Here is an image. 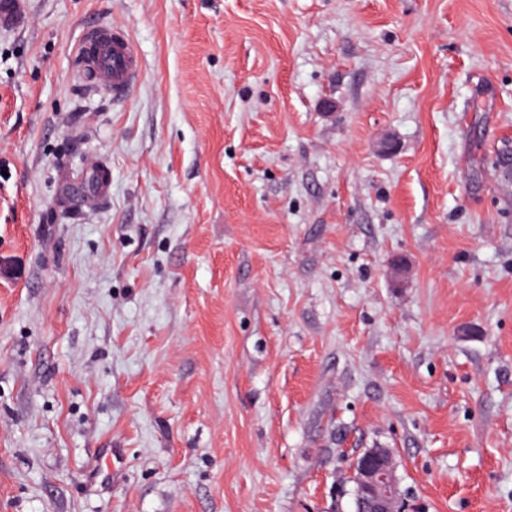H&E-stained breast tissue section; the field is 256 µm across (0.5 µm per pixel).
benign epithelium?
<instances>
[{
  "label": "benign epithelium",
  "instance_id": "1",
  "mask_svg": "<svg viewBox=\"0 0 512 512\" xmlns=\"http://www.w3.org/2000/svg\"><path fill=\"white\" fill-rule=\"evenodd\" d=\"M355 483V512H398L400 500L396 464L387 448H373L362 457Z\"/></svg>",
  "mask_w": 512,
  "mask_h": 512
}]
</instances>
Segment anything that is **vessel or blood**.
I'll return each mask as SVG.
<instances>
[{"label": "vessel or blood", "mask_w": 512, "mask_h": 512, "mask_svg": "<svg viewBox=\"0 0 512 512\" xmlns=\"http://www.w3.org/2000/svg\"><path fill=\"white\" fill-rule=\"evenodd\" d=\"M80 61L83 71L90 75V84L117 100L127 96L140 74L133 43L117 28L88 30L82 40Z\"/></svg>", "instance_id": "1"}]
</instances>
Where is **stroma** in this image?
<instances>
[{
    "mask_svg": "<svg viewBox=\"0 0 512 512\" xmlns=\"http://www.w3.org/2000/svg\"><path fill=\"white\" fill-rule=\"evenodd\" d=\"M22 9L0 512H352L370 448L420 512H512V0ZM113 26L123 100L78 68ZM80 61L83 72L90 75L88 83L112 99L125 98L140 74L133 43L117 28L88 30L82 40Z\"/></svg>",
    "mask_w": 512,
    "mask_h": 512,
    "instance_id": "obj_1",
    "label": "stroma"
}]
</instances>
